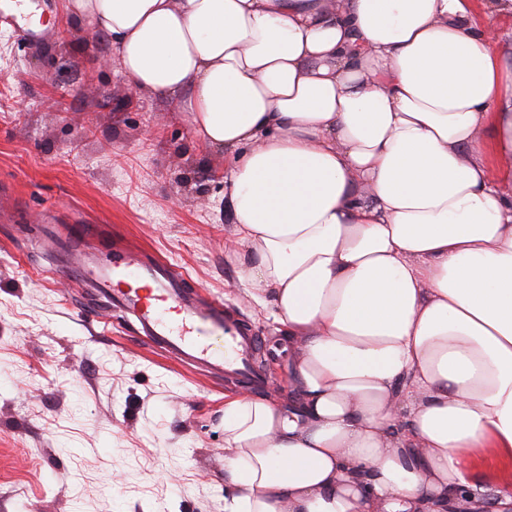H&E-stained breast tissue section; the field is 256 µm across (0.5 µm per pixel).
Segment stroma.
Segmentation results:
<instances>
[{"label": "stroma", "mask_w": 512, "mask_h": 512, "mask_svg": "<svg viewBox=\"0 0 512 512\" xmlns=\"http://www.w3.org/2000/svg\"><path fill=\"white\" fill-rule=\"evenodd\" d=\"M50 2L46 51L0 34V512H224L231 389L51 278L63 258L37 250L32 230L101 225L224 298L273 345L277 323L238 278L230 160Z\"/></svg>", "instance_id": "stroma-1"}]
</instances>
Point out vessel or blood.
Masks as SVG:
<instances>
[{"label": "vessel or blood", "instance_id": "b4317fda", "mask_svg": "<svg viewBox=\"0 0 512 512\" xmlns=\"http://www.w3.org/2000/svg\"><path fill=\"white\" fill-rule=\"evenodd\" d=\"M1 18L26 45L37 48L49 38L48 30L33 27L23 13L8 12ZM102 235L97 224L68 228L64 241L72 257L69 277L94 282L169 357L226 374L242 390L251 389L260 377L254 365L260 336L241 323L223 300L200 297L170 261L146 250L110 243L100 256L86 260V241Z\"/></svg>", "mask_w": 512, "mask_h": 512}]
</instances>
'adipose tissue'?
<instances>
[{"mask_svg":"<svg viewBox=\"0 0 512 512\" xmlns=\"http://www.w3.org/2000/svg\"><path fill=\"white\" fill-rule=\"evenodd\" d=\"M232 158L287 401L224 404L225 512H512V54L473 0H67Z\"/></svg>","mask_w":512,"mask_h":512,"instance_id":"ef3b65f1","label":"adipose tissue"}]
</instances>
